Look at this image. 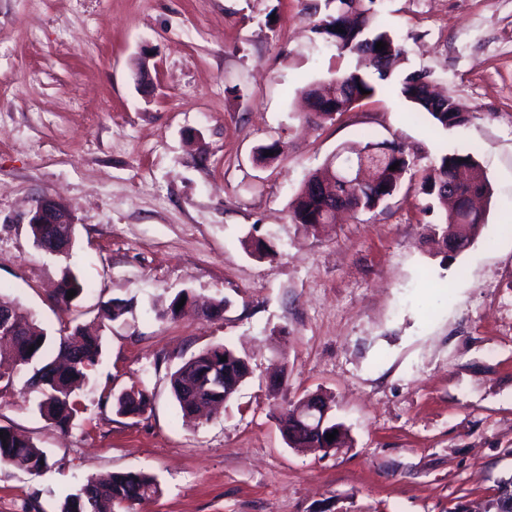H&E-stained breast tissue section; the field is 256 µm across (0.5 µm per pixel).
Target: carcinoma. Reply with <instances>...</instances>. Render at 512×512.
I'll return each instance as SVG.
<instances>
[{
    "mask_svg": "<svg viewBox=\"0 0 512 512\" xmlns=\"http://www.w3.org/2000/svg\"><path fill=\"white\" fill-rule=\"evenodd\" d=\"M378 0H324V12L312 21L311 31L326 44L336 49L338 56H356L366 67L362 71L338 70L329 79L312 84L304 90L309 112L306 119L316 124L333 119V115L353 109L362 100L374 97L389 85L395 68L405 55V48L395 35L377 20ZM386 43V48L375 49L376 43ZM367 90L363 94L360 89ZM400 95L416 108V113L429 115L444 129L465 124L470 117L467 109L452 95H437L430 90L428 75L413 73L400 83ZM343 151L356 156L384 155L382 164L375 168L379 174L376 185L362 184L338 176V170L328 167L308 175L290 205V218L298 229L315 235L328 222L323 210V199L314 185L336 176V183L344 194L350 211H372L385 205L400 189L402 175L411 168L414 156L406 147L395 141L376 142L367 132L362 141ZM283 154V146L274 141L258 148L256 161L268 164ZM399 163L397 169L390 166ZM451 184L464 197L488 193V181L478 163L469 155L451 151L442 154L432 165L423 170L420 192L435 206L448 204V194L443 186ZM483 218L465 210L452 208L437 215V222L426 227L444 257L448 258L465 249L477 235ZM30 232L35 245L41 250L59 247L56 227L53 224H31ZM243 244L251 254L265 257L273 247L260 238L247 237ZM76 291L67 298V291ZM84 292L78 276L66 271L56 289L54 300L60 306L70 307ZM10 312L12 335H0V361L30 369L28 380L42 386V399L38 403L40 416L61 430H66L80 413L76 394L79 386L88 381L102 354V339L83 333L80 326L72 332L56 336L29 319L8 296L0 293V310ZM128 312L125 303L111 300L99 311L103 321L115 322ZM34 350H29V347ZM226 361H221L222 357ZM242 355L230 346L218 345L192 355L171 375V388L180 408L181 419L193 423L203 416L208 399L222 400L224 395L207 393L206 381L210 371L218 368L231 379L241 376ZM149 406V397L142 389L137 398L117 395L113 407L117 414L138 417ZM0 466L25 472L43 468L45 452L31 440L17 435L12 429L0 426ZM288 445L292 448L323 447L316 443L306 429L288 426ZM161 493L156 477L145 471L114 472L102 480L90 479L77 493L69 494L60 505L59 512H134L139 502Z\"/></svg>",
    "mask_w": 512,
    "mask_h": 512,
    "instance_id": "carcinoma-1",
    "label": "carcinoma"
}]
</instances>
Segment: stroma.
Returning <instances> with one entry per match:
<instances>
[{"instance_id": "obj_1", "label": "stroma", "mask_w": 512, "mask_h": 512, "mask_svg": "<svg viewBox=\"0 0 512 512\" xmlns=\"http://www.w3.org/2000/svg\"><path fill=\"white\" fill-rule=\"evenodd\" d=\"M315 2L0 0V292L52 332L129 305L68 431L24 378L0 391V426L47 456L0 468V512H58L88 478L129 470L161 485L135 512H454L512 477V0H385L401 74L429 72L471 113L448 130L395 86L306 123L302 89L356 64L311 33ZM365 131L420 169L473 157L490 183L473 243L435 253L411 174L317 235L292 224L307 175ZM274 141L280 159L256 163ZM41 196L71 208L70 253L35 246ZM249 235L275 257L250 255ZM67 270L88 288L66 311L52 291ZM182 291L225 299L223 316H164ZM221 344L252 373L212 420L183 424L170 375ZM133 385L150 408L116 414ZM319 392L345 445L289 447L281 411Z\"/></svg>"}]
</instances>
